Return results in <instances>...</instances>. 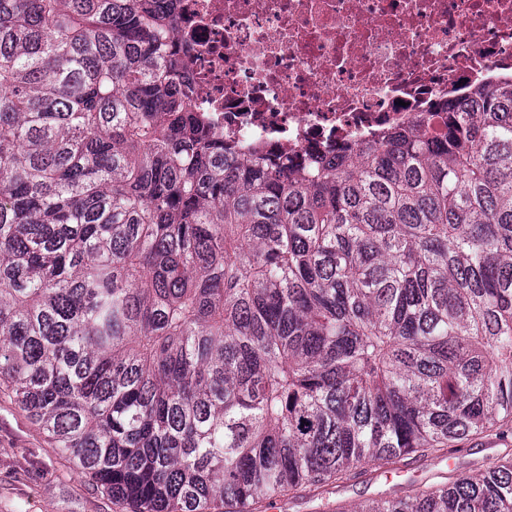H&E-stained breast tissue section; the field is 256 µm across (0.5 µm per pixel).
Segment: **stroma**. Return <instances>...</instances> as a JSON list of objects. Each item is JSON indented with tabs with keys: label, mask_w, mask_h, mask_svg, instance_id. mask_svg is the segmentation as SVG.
<instances>
[{
	"label": "stroma",
	"mask_w": 512,
	"mask_h": 512,
	"mask_svg": "<svg viewBox=\"0 0 512 512\" xmlns=\"http://www.w3.org/2000/svg\"><path fill=\"white\" fill-rule=\"evenodd\" d=\"M512 450L507 443L476 438L448 450L449 461L436 455L415 456L406 472L420 481L439 483L449 469L476 473L490 460ZM405 485L386 476L378 463L355 469L345 483L328 484L321 491L302 486L274 499L267 512H356L366 499L401 496ZM0 512H130L128 506L93 492L86 479L55 451L26 412L0 393Z\"/></svg>",
	"instance_id": "35a3bbf8"
}]
</instances>
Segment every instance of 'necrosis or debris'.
Masks as SVG:
<instances>
[{
  "instance_id": "obj_1",
  "label": "necrosis or debris",
  "mask_w": 512,
  "mask_h": 512,
  "mask_svg": "<svg viewBox=\"0 0 512 512\" xmlns=\"http://www.w3.org/2000/svg\"><path fill=\"white\" fill-rule=\"evenodd\" d=\"M195 106L250 152L378 139L488 74L512 82V0H177Z\"/></svg>"
}]
</instances>
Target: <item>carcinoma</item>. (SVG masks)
I'll return each mask as SVG.
<instances>
[{"label": "carcinoma", "instance_id": "carcinoma-1", "mask_svg": "<svg viewBox=\"0 0 512 512\" xmlns=\"http://www.w3.org/2000/svg\"><path fill=\"white\" fill-rule=\"evenodd\" d=\"M174 0H0V385L132 512H263L512 433V82L245 154ZM357 512H512V457Z\"/></svg>", "mask_w": 512, "mask_h": 512}]
</instances>
